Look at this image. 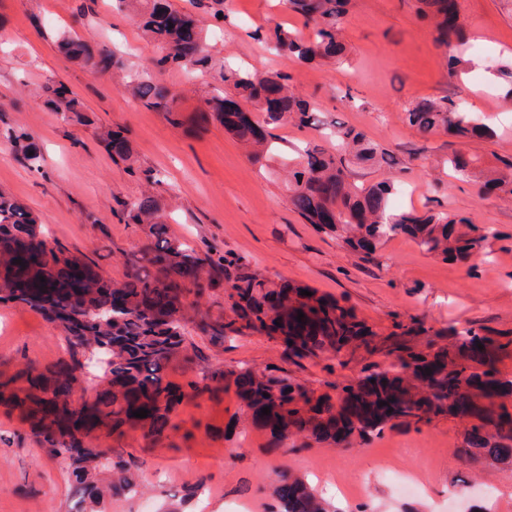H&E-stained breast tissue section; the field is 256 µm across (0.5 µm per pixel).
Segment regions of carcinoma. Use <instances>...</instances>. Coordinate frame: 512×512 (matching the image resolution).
<instances>
[{"mask_svg": "<svg viewBox=\"0 0 512 512\" xmlns=\"http://www.w3.org/2000/svg\"><path fill=\"white\" fill-rule=\"evenodd\" d=\"M351 0H288L311 29L309 38L276 28L267 35L283 53L302 63L339 60L346 46L339 24ZM417 15L433 23L438 46L448 50V68L464 73L467 61L453 49L464 39L466 25L461 0H416ZM142 27L162 49L160 68L205 71L212 67L202 26L191 13L171 7L168 0H143ZM74 57H85L95 69H120L123 60L103 49L98 57L86 54L85 40L64 38ZM224 85L251 99L266 124L292 121L300 128L317 125L310 102L291 89L287 75L260 74L247 68L220 72ZM132 95L145 107L165 113L180 126L187 122L170 89L151 74L136 75ZM45 104L76 117L82 103L65 87H42ZM219 121L240 141L252 145L255 160L266 147L263 124L242 110L235 99L218 95L205 101L197 120ZM410 126L426 136L444 131L461 140L492 134L477 124L454 100L422 99L406 112ZM336 150L306 147L301 161L288 171L291 207L308 223L336 237L365 258L376 255L381 242L403 234L422 250L444 261L466 262L485 251L490 232L464 217L447 212L394 211V186L383 180L368 186L351 181L350 166L389 164L387 153L354 126L336 123ZM448 167L475 181L481 191L499 190L512 195V181L491 173H477L475 160L462 153L448 159ZM155 201L143 197L126 206V217L145 224L147 243L126 258L124 280H105L96 263L51 242L37 228V219L22 204L0 193V297L40 312L66 334L70 360L42 370L26 365L0 384L13 385L7 398L19 413L36 422L42 447L70 461L72 475L82 485L90 504L105 496H120L138 487L135 474L122 460L112 462V478L100 484L99 459L104 450L83 446L84 434L125 428L141 432L144 440L169 437L170 414L183 397L164 382L169 363L191 361L198 350L185 347L184 322L189 308L216 286L224 285L227 313L213 318L196 312L192 323L212 345L224 339L254 333L270 338L286 336L288 358L297 363L325 351L340 352L352 339H361L367 351L395 358L389 370H373L357 380L330 384L336 396H316L267 368L260 371L242 364L232 372L237 395L248 410L251 425L270 434L271 447L301 435L319 444L347 445L357 437L365 442L385 429H420L435 417L461 422L463 452L475 459L512 465V377L492 366L494 351L505 348L484 334L481 327L462 331L428 332L414 320L394 324L385 336L373 331L352 309L283 282L270 285L250 265L232 254L202 256L171 236L168 225L151 222ZM301 320H296L298 313ZM89 354L108 360L109 373L84 402L88 414L75 418L69 400L60 395L72 374L83 368L80 357ZM431 373H426V370ZM224 379L215 370L189 386L193 393L212 392ZM385 405H379V402ZM270 408L264 415L261 409ZM148 410L147 417L132 413ZM278 512H331L330 507L301 479L282 473L270 487Z\"/></svg>", "mask_w": 512, "mask_h": 512, "instance_id": "carcinoma-1", "label": "carcinoma"}]
</instances>
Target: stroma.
I'll return each mask as SVG.
<instances>
[{
	"instance_id": "stroma-1",
	"label": "stroma",
	"mask_w": 512,
	"mask_h": 512,
	"mask_svg": "<svg viewBox=\"0 0 512 512\" xmlns=\"http://www.w3.org/2000/svg\"><path fill=\"white\" fill-rule=\"evenodd\" d=\"M191 12L204 29L215 65H241L290 76L296 93L310 100L319 126L267 127L273 150L258 163L217 121L171 125L164 113L132 99L130 77L158 56L134 8L118 12L112 0H0V191L35 216L50 239L93 259L98 272L121 280L125 260L146 241L143 226L127 223L125 204L152 196L170 233L198 253H231L272 281L289 280L336 299L374 330L419 320L450 331L484 327L512 338V199L478 194L473 182L452 175L455 151L477 157L481 168L500 170L512 159V112L493 120L481 89L501 91V70L512 68V5L507 0H462L471 32L463 75H451L428 23L411 0H352L341 25L345 64H302L269 50L255 28L303 31L300 15L285 0H170ZM83 34L91 51L124 54L121 71L93 73L67 57L60 42ZM185 113L224 92L214 73L160 71ZM64 84L84 104L83 119L53 112L38 99L41 84ZM454 97L483 121H495L488 139L459 143L443 132L421 137L405 119L421 98ZM345 123L366 133L390 154L392 166H358L355 182L390 178L394 208L452 212L491 232L487 254L462 266L435 258L397 234L369 261L335 235L307 224L288 203L282 163L304 147L324 143V128ZM122 129L127 158L114 156L106 133ZM25 135L41 149L39 168L13 152L6 134ZM189 342L200 359L173 360L166 372L185 396L171 413L169 438L146 443L138 431L92 436L116 450L143 476L136 495L102 504V512H164L173 495L196 487L199 497L181 512H268L269 487L278 474L298 476L322 493L336 512H469L485 489L512 481V468L462 453L456 419L420 430L394 429L344 448L316 443L270 450L269 436L250 426L236 395L232 371L242 363L273 366L295 382L327 391L330 383L358 377L389 357L357 351L347 365L324 357L293 364L283 347L260 334L211 345L195 331ZM66 356L63 332L17 303L0 304V375L24 364L48 367ZM225 373L214 393L187 392L207 371ZM412 473L424 484L418 496L398 494L392 475ZM81 492L67 459L46 455L29 421L0 405V512H75Z\"/></svg>"
}]
</instances>
